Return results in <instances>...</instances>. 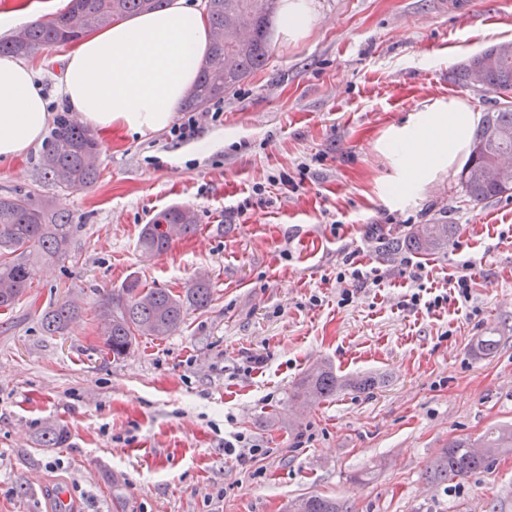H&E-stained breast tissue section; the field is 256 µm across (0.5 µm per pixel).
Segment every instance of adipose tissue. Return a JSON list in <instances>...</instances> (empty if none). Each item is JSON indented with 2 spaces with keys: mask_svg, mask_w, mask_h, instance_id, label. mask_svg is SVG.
Masks as SVG:
<instances>
[{
  "mask_svg": "<svg viewBox=\"0 0 512 512\" xmlns=\"http://www.w3.org/2000/svg\"><path fill=\"white\" fill-rule=\"evenodd\" d=\"M314 22L312 0H280L276 37L298 42ZM211 32L194 0H169L160 11L116 21L77 42L64 58L59 94L79 121L108 134L164 130L186 98L207 56ZM48 99L35 68L0 56V161L42 140ZM480 114L466 102L419 109L412 121L379 143L399 171L397 195L414 191L438 171L460 168Z\"/></svg>",
  "mask_w": 512,
  "mask_h": 512,
  "instance_id": "obj_1",
  "label": "adipose tissue"
}]
</instances>
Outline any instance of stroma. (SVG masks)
<instances>
[{"mask_svg":"<svg viewBox=\"0 0 512 512\" xmlns=\"http://www.w3.org/2000/svg\"><path fill=\"white\" fill-rule=\"evenodd\" d=\"M297 43L272 42L267 65L224 95V122L200 139L166 132L99 136L100 178L71 191L44 179L42 147L0 163V195L22 191L70 212L67 260L44 267L0 311V512H51L66 491L78 512H285L311 493L348 512H512V455L433 486L426 471L457 437L512 424V199L468 202L459 173L388 194L397 172L377 148L417 105L456 97L484 113L491 94L454 83L453 66L512 40V0H314ZM65 45L30 57L54 114ZM308 163L299 190L279 183ZM172 204L199 230L149 255L139 232ZM459 225L425 261L424 287H447L474 261L477 317L455 306L406 309L415 285L385 260L371 224ZM352 252L379 286L338 306L336 269ZM205 273L211 305L163 338L142 336L116 360L103 350L99 303L126 278L182 293ZM72 301L60 336L40 315ZM496 333L497 352L476 340ZM377 373L297 416L295 389L316 363ZM61 425L68 442L46 448ZM270 449L238 464L225 437Z\"/></svg>","mask_w":512,"mask_h":512,"instance_id":"1","label":"stroma"}]
</instances>
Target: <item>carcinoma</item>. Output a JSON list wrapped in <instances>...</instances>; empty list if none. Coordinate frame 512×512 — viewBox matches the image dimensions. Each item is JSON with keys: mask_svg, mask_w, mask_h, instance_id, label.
<instances>
[{"mask_svg": "<svg viewBox=\"0 0 512 512\" xmlns=\"http://www.w3.org/2000/svg\"><path fill=\"white\" fill-rule=\"evenodd\" d=\"M167 0H70L66 11L39 20L22 30L23 38L0 41V53L30 57L59 44L73 43L87 33L108 27L113 21L163 8ZM277 0H205V12L215 41L203 63L199 79L184 105L205 107L212 99L229 94L250 75L266 66L270 57L269 30ZM481 73V89L496 95L495 105L485 112L471 148L470 160L461 174L462 188L469 201L480 204L512 198V167L491 179L486 170L495 158H512V103L501 94H512V42L499 43L468 58L453 69V78L470 85ZM100 144L94 134L62 117L50 134L40 159L44 178L61 188L78 190L91 186L99 177ZM77 229L70 213L35 203L27 194L0 196V310L11 308L31 287L41 264L69 256ZM454 224H411L405 229H385L379 224L368 234L379 240L389 255L409 251L428 256L448 244ZM194 211L171 205L143 225L138 246L147 253L166 252L175 235L195 234ZM212 301L209 281L198 276L174 294L165 288L141 287L135 276L112 291L100 304L103 346L115 359L127 355L137 338L170 336L177 332L190 310L208 308ZM82 312L73 302H64L41 318L49 335L63 334ZM499 346L495 336H483L473 354L493 355ZM383 384V379L364 375L343 379L328 365L311 368L296 392L306 404L319 403L344 389L365 391ZM68 441L63 428L44 431L43 445L60 448ZM512 455V426H502L479 440L456 438L441 449L428 468L434 486L445 485L486 468L503 455ZM288 512H348L335 499L310 495L289 503Z\"/></svg>", "mask_w": 512, "mask_h": 512, "instance_id": "obj_1", "label": "carcinoma"}]
</instances>
